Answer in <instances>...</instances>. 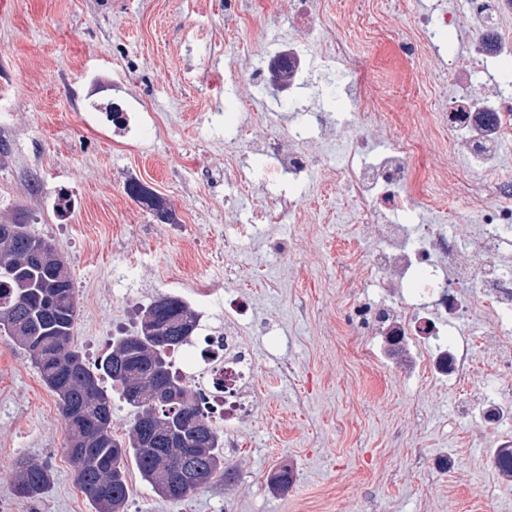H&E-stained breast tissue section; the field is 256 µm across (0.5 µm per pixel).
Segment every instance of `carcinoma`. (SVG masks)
<instances>
[{"label":"carcinoma","instance_id":"obj_1","mask_svg":"<svg viewBox=\"0 0 512 512\" xmlns=\"http://www.w3.org/2000/svg\"><path fill=\"white\" fill-rule=\"evenodd\" d=\"M127 194L160 217L168 213L165 201L140 183L129 184ZM76 314L72 279L52 244L25 224L0 223V330L26 353L58 397L73 481L95 512H126L130 461L154 492L173 502L216 478L232 482L233 474L224 469L221 435L207 418L203 396L172 371V355L191 346V337L176 328L153 333L140 326L92 367L72 344ZM147 315L162 324L185 316L193 329L199 326L197 311L171 295L151 301L142 311ZM106 378L133 411L122 439L112 435ZM14 481L19 497L35 500L46 494L53 475L44 464L21 461ZM292 481L286 466L268 477L277 493L288 491Z\"/></svg>","mask_w":512,"mask_h":512}]
</instances>
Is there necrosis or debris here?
<instances>
[{"label":"necrosis or debris","mask_w":512,"mask_h":512,"mask_svg":"<svg viewBox=\"0 0 512 512\" xmlns=\"http://www.w3.org/2000/svg\"><path fill=\"white\" fill-rule=\"evenodd\" d=\"M465 13L450 15L430 12L422 15L418 26L427 32L448 27L469 30L474 43L472 51L455 62L457 75L467 83H479L494 69V60L479 46L487 33H495L502 41L512 40V31L501 21L503 13L512 9V0H467ZM327 0H295L294 21L303 31L318 33L325 57L338 58L353 78L355 135L348 143L345 163L336 169L337 184L347 186L351 199L365 214L368 223L378 225L381 247L370 260L372 270L383 273L384 288H401L414 270L428 273L425 292L436 295L435 309L449 314V327H457L461 316L477 309L491 315L500 328L501 336L512 335V271L502 268L495 260L497 244L503 233L512 231V175L501 172L493 159L499 143L512 139V83L497 86L499 105L493 121H486L485 109L478 102L466 100L451 105L441 95L428 96L427 75L406 74L399 82L403 96L412 103L408 112L389 111L385 101L378 98L370 80L372 72L382 64L380 46L386 42L390 29L385 14L357 11L348 20L360 31L367 43L364 53L349 52L344 30L324 22ZM432 117L436 128L446 131L449 143H463L467 152L480 166L490 198L473 199V206L481 215L484 232L476 249L480 256L474 263H459L455 257L461 248L458 237L450 235L441 225L396 224L389 216L410 212L414 199L408 198L401 187L407 180L412 160L424 154V146L408 138L394 139L391 149L377 157H370V131L378 123L390 128L422 122ZM252 151L272 153L275 163L268 176L273 181L282 177L297 178L311 168L312 157L295 136L276 135L267 142H240L238 135L224 139V147L235 151L239 147ZM452 262L450 277L439 278L444 262ZM459 285L478 288L477 302H462L453 292ZM251 364L240 349L232 329L224 331V350L208 361L206 367L193 374L198 388L209 403L210 420L223 426L228 414L241 407L246 399V388Z\"/></svg>","instance_id":"4bbe7bcc"}]
</instances>
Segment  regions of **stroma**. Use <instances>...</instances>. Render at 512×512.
<instances>
[{"label":"stroma","instance_id":"1","mask_svg":"<svg viewBox=\"0 0 512 512\" xmlns=\"http://www.w3.org/2000/svg\"><path fill=\"white\" fill-rule=\"evenodd\" d=\"M289 0H0V220L27 225L67 263L75 288L74 343L88 361L132 330L137 311L161 294L188 298L214 286L202 325L220 326L230 305L252 365L250 403L223 431L231 484L217 481L172 502L128 465V512H512V481L495 448L512 422L484 418L485 377L512 399V373L487 314L456 330L406 337L392 350L366 313L398 310L425 277L388 292L369 258L379 249L346 188L328 168L318 126L304 131L326 161L297 180L262 185L270 156H238L241 180L224 175V134L244 112L260 121L247 138L287 133L297 123L265 80L280 47L299 44L307 85L302 103L347 114L349 76L323 61L296 26ZM401 35L425 12L457 14L466 0H364ZM457 32L425 36L419 67L442 74L448 99L486 100L452 61ZM140 118L136 136L115 129L98 103ZM424 141L432 162L466 182L439 207L418 206L414 224H444L469 240L484 195L462 145L444 147L429 124L401 126ZM138 181L163 197L169 220L132 200ZM302 197L301 220L256 224L265 196ZM69 202L56 210L58 196ZM472 340L476 374L467 386L427 370L443 350ZM48 465L49 492L27 501L14 490L18 460ZM293 471L284 493L267 482ZM0 512H94L74 484L57 397L27 355L0 333Z\"/></svg>","mask_w":512,"mask_h":512}]
</instances>
